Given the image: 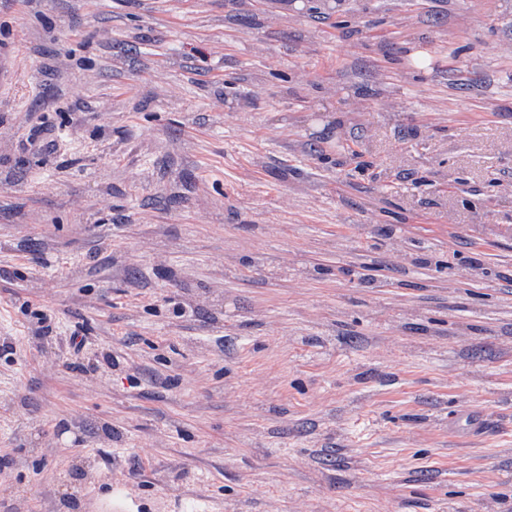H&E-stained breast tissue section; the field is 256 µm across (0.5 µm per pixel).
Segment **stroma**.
<instances>
[{
  "label": "stroma",
  "instance_id": "stroma-1",
  "mask_svg": "<svg viewBox=\"0 0 512 512\" xmlns=\"http://www.w3.org/2000/svg\"><path fill=\"white\" fill-rule=\"evenodd\" d=\"M1 140L0 512H512V0H0Z\"/></svg>",
  "mask_w": 512,
  "mask_h": 512
}]
</instances>
